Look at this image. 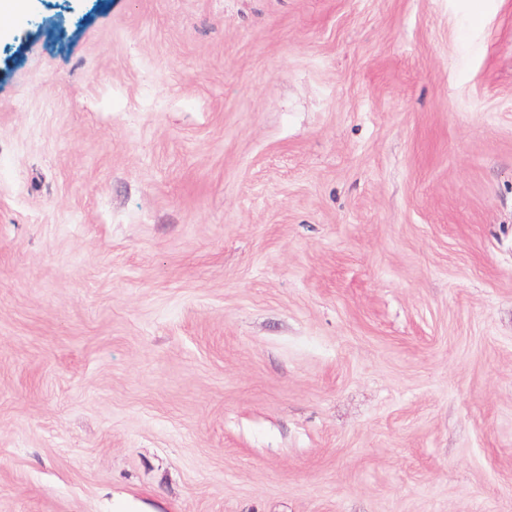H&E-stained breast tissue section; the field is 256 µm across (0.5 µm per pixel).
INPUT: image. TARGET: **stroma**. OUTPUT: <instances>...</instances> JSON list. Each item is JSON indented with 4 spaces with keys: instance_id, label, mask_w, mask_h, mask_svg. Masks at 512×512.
<instances>
[{
    "instance_id": "stroma-1",
    "label": "stroma",
    "mask_w": 512,
    "mask_h": 512,
    "mask_svg": "<svg viewBox=\"0 0 512 512\" xmlns=\"http://www.w3.org/2000/svg\"><path fill=\"white\" fill-rule=\"evenodd\" d=\"M0 512H512V0L1 25Z\"/></svg>"
}]
</instances>
